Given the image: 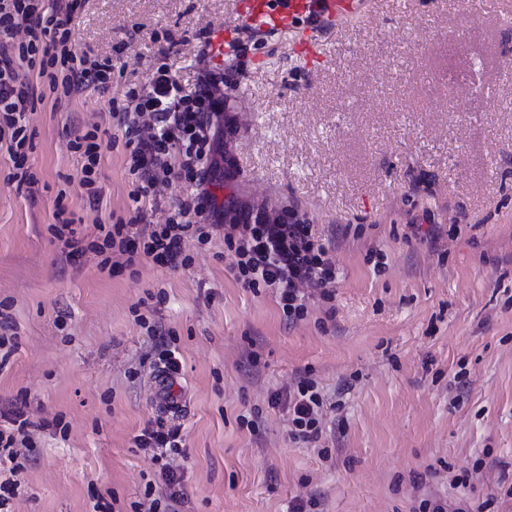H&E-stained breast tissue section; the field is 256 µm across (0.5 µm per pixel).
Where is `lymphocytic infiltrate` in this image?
<instances>
[{
  "label": "lymphocytic infiltrate",
  "instance_id": "1",
  "mask_svg": "<svg viewBox=\"0 0 512 512\" xmlns=\"http://www.w3.org/2000/svg\"><path fill=\"white\" fill-rule=\"evenodd\" d=\"M72 5L58 0H0V136L8 138L7 153L13 177L19 185L34 186L35 175L27 165L32 150L26 115L35 105L31 86L21 69H47V78L63 96L94 85L101 91L112 84V65L85 51H77L70 40ZM24 41H16L17 29ZM221 73L203 71L197 82L187 86L166 66L157 67L146 82L128 87L117 111L129 151L128 173L135 183L130 195L132 222L117 221L103 237L112 251V270L121 272L140 258L173 268L187 266L185 239L211 241L224 237L235 255L233 269L244 287L274 289L289 320L304 317L306 299L301 287L328 296L336 280L335 266L312 225L297 211L270 216L265 210L247 211L242 221L223 224L222 211L213 206L205 189L218 167L216 135L210 124L224 110L217 93ZM150 134H143V127ZM178 177L190 183L193 194L177 200L164 223L140 234L135 224L145 219L144 205L156 185ZM323 400L309 381L298 383L288 396L289 422L295 438L319 442Z\"/></svg>",
  "mask_w": 512,
  "mask_h": 512
}]
</instances>
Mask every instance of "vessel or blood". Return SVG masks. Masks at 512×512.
I'll list each match as a JSON object with an SVG mask.
<instances>
[{"instance_id":"1","label":"vessel or blood","mask_w":512,"mask_h":512,"mask_svg":"<svg viewBox=\"0 0 512 512\" xmlns=\"http://www.w3.org/2000/svg\"><path fill=\"white\" fill-rule=\"evenodd\" d=\"M367 0H236L238 16L263 30L286 29L303 21L314 25L359 16Z\"/></svg>"}]
</instances>
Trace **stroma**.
I'll list each match as a JSON object with an SVG mask.
<instances>
[{"label":"stroma","instance_id":"stroma-1","mask_svg":"<svg viewBox=\"0 0 512 512\" xmlns=\"http://www.w3.org/2000/svg\"><path fill=\"white\" fill-rule=\"evenodd\" d=\"M70 27L77 50L112 60L111 88L58 99L29 73L44 94L27 115L34 191L0 149V306L17 336L0 411L30 422L10 512L166 498L163 464L136 444L163 415L164 340L180 361L176 512H424L435 498L512 512V0H371L354 22L278 33L233 0H79ZM221 27L238 38L219 64L201 34ZM162 64L185 84L224 75L214 202L297 209L328 244L333 296L303 319L244 288L220 237L186 240L188 266L144 258L116 276L92 250L100 225L131 217L111 106ZM89 130L95 201L70 148ZM61 208L81 256L49 231ZM303 376L337 405L314 445L288 431Z\"/></svg>","mask_w":512,"mask_h":512}]
</instances>
